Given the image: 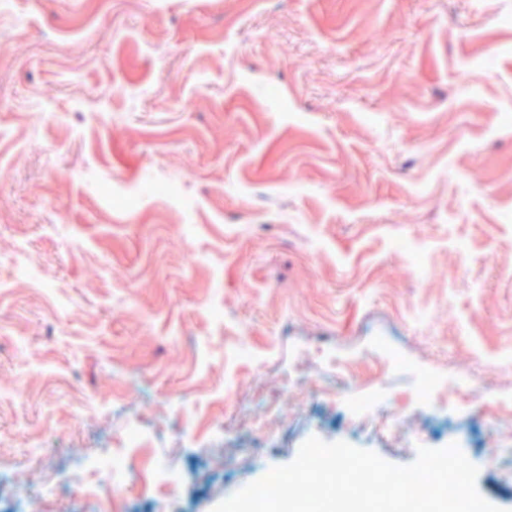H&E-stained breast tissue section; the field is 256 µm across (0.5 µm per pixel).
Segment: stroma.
Listing matches in <instances>:
<instances>
[{
  "label": "stroma",
  "mask_w": 512,
  "mask_h": 512,
  "mask_svg": "<svg viewBox=\"0 0 512 512\" xmlns=\"http://www.w3.org/2000/svg\"><path fill=\"white\" fill-rule=\"evenodd\" d=\"M1 31L0 512H213L314 436L457 444L512 512V0H7ZM380 389L402 434L350 414ZM92 466L106 470L111 479V488L114 491L120 490L132 473V465L127 456L122 454H107L93 460Z\"/></svg>",
  "instance_id": "stroma-1"
}]
</instances>
